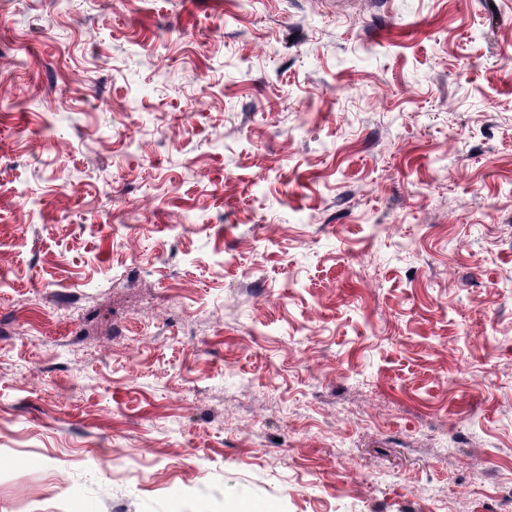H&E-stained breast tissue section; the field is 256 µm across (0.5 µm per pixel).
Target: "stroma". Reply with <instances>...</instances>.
<instances>
[{"label":"stroma","instance_id":"stroma-1","mask_svg":"<svg viewBox=\"0 0 512 512\" xmlns=\"http://www.w3.org/2000/svg\"><path fill=\"white\" fill-rule=\"evenodd\" d=\"M510 53L512 0H0V512H512Z\"/></svg>","mask_w":512,"mask_h":512}]
</instances>
